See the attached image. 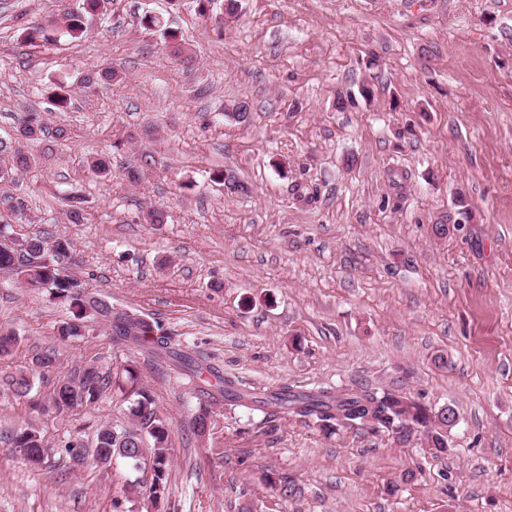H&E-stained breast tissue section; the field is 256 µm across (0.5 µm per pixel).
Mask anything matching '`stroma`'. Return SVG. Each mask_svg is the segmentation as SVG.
I'll return each instance as SVG.
<instances>
[{"label": "stroma", "instance_id": "1", "mask_svg": "<svg viewBox=\"0 0 512 512\" xmlns=\"http://www.w3.org/2000/svg\"><path fill=\"white\" fill-rule=\"evenodd\" d=\"M82 3L0 0V139L32 113L46 130L0 184L27 212L13 235L69 239L70 273L246 386L405 392L458 423L433 454L418 435L267 420L105 326L61 342L66 308L0 273V332L18 338L0 357V512H113L135 471L61 447L124 420L122 393L70 415L30 402L129 357L172 429L157 512H512V0H240L229 21L224 0H108L85 38L25 40ZM240 102L248 121L225 120ZM155 206L165 223L143 221ZM49 350L60 367L14 397L8 377ZM28 422L51 449L37 469L11 452Z\"/></svg>", "mask_w": 512, "mask_h": 512}]
</instances>
